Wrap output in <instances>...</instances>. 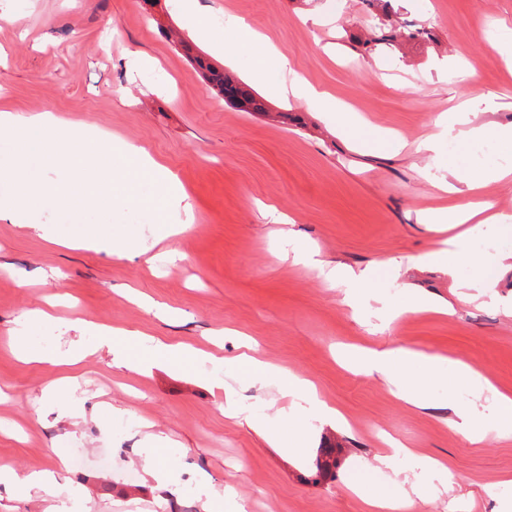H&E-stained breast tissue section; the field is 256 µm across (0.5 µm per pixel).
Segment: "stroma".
<instances>
[{
  "label": "stroma",
  "mask_w": 512,
  "mask_h": 512,
  "mask_svg": "<svg viewBox=\"0 0 512 512\" xmlns=\"http://www.w3.org/2000/svg\"><path fill=\"white\" fill-rule=\"evenodd\" d=\"M391 6L398 21L425 24L427 36L351 45L366 33L360 0H0V109L22 119L50 112L146 147L179 177L196 213L184 232L157 243L134 209L44 208L63 232L108 224L115 235L141 236L146 253L122 259L57 247L36 228L0 221V465L50 470L64 453L58 482L80 488L81 512H162L173 501L205 512L212 492L226 488L238 512H368L360 491L402 495L405 475L423 490L407 512H501L512 503V438L474 443L450 424L461 407L492 421V398L449 390L442 378L416 408L394 398L383 377L343 362L356 347H408L466 362L512 396V316L504 313L512 269L465 303L458 285L470 268L449 275L411 262L439 239L422 213L449 161H458L461 182L472 167L512 163L496 149L463 165L467 149L453 140L435 158L415 150L463 99L473 124L512 125V58L492 47L512 29V0ZM195 12L207 29L194 27ZM240 22L268 35L299 76L354 104L370 128L347 140L325 113L271 95L238 50ZM193 51L234 72L269 114L216 97ZM468 62L479 78L465 92L457 73ZM378 127L402 135L403 154L391 153ZM277 214L293 219L291 238L280 236ZM299 247L334 265L373 268L376 300L352 310L319 269L293 263ZM410 287L453 313L390 318L384 304ZM43 307L53 320L33 328L32 341L53 355L67 352L65 327L80 319L217 350L224 361L189 370L160 363L140 374L86 337L73 389L51 393L52 367L14 353L21 317ZM248 338L264 360L313 381L346 425H312L299 458L255 430L254 417L276 428L290 401L239 376L233 361ZM228 384L243 419L218 409ZM70 402L81 404L79 417L60 415ZM152 434L176 449L161 463L162 483L146 462ZM328 445L338 466L324 480L314 462ZM387 453L386 467L378 458ZM421 455L444 465V485H429Z\"/></svg>",
  "instance_id": "1"
}]
</instances>
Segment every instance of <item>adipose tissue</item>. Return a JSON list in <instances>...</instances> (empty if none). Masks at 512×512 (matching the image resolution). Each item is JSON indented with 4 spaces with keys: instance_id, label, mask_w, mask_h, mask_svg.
Returning <instances> with one entry per match:
<instances>
[{
    "instance_id": "adipose-tissue-1",
    "label": "adipose tissue",
    "mask_w": 512,
    "mask_h": 512,
    "mask_svg": "<svg viewBox=\"0 0 512 512\" xmlns=\"http://www.w3.org/2000/svg\"><path fill=\"white\" fill-rule=\"evenodd\" d=\"M238 36L239 50L250 59L256 76L265 78L273 72L280 75L281 80L273 85L272 94H289L317 111L335 115L342 130L351 132L367 126L366 117L347 106L337 104L330 94L317 90L307 81L288 78V58L268 37L247 27L240 28ZM435 127V132L420 142V152L437 153L443 139L447 137L464 143L492 142L512 151V126L471 124L461 107L439 117ZM511 174V166L473 171L464 187L471 197L467 204H448V196L457 194L459 189L449 181L438 183L436 204L426 209L424 221L431 225H448L455 228L456 233L443 240L440 246L417 256L416 265L448 270L470 266L479 268L481 279L494 278L501 266V257L497 254L477 255L472 246L469 227L475 223L494 224L503 236L512 237V216L501 212L494 202L482 197V191L489 183L505 179ZM327 278L333 285L342 288L345 302L353 307L369 299L374 287L372 273L367 269L355 272L336 266L329 269ZM72 327L84 334L95 333L102 346L112 354L115 363L139 372L147 371L155 362L182 365L207 357L206 352L188 345L169 344L161 340L153 341L148 353L140 355L136 352L141 343L138 330L115 328L107 324L93 325L82 320L73 321ZM235 362L244 377L259 384L275 382L281 396L290 399V410L281 417L277 434L279 443H282L288 455L296 457L306 449L307 441L301 432L303 416H311L328 425L337 426L343 422L341 412L324 400L309 380L275 367L254 353H241ZM354 366L358 371L384 377L390 383L395 397L416 406L424 404L429 398L428 381L442 376L447 377L449 389L464 387L480 395L494 396L497 407L494 431H487L479 420L464 409L457 412L458 427L475 443L484 441L491 433L499 437L512 435V397L498 393L483 374L462 361L404 347L366 348L356 357ZM66 467L67 460L61 455L57 457L55 468L51 471L22 476L2 468L0 484L7 485L21 499L28 498L36 489L51 496L57 490L56 471Z\"/></svg>"
}]
</instances>
